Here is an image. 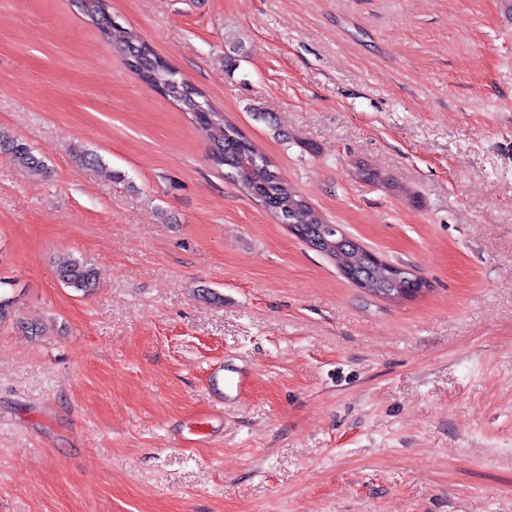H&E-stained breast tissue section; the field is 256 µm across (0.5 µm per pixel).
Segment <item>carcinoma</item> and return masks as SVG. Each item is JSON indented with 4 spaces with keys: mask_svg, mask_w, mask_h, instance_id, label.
Instances as JSON below:
<instances>
[{
    "mask_svg": "<svg viewBox=\"0 0 512 512\" xmlns=\"http://www.w3.org/2000/svg\"><path fill=\"white\" fill-rule=\"evenodd\" d=\"M87 19L106 37L114 27L112 15L105 11L102 0H82ZM127 67L144 82L180 108L192 114L196 123L210 133L208 159L216 167L227 169L228 178L241 190L260 202L283 224H300L303 238L318 251L335 260L339 268H347L367 276L373 288H414L416 283L390 278L389 266L375 265L369 252L351 238H341L330 232L323 216L274 169L271 162L229 122L224 113L213 109L201 94L178 77L155 51L141 38L128 33L118 45ZM0 155L26 171L32 177H43L47 166L31 146L5 130H0ZM59 280L76 292L90 294L97 288L95 269L81 257L66 254L57 263ZM10 282L0 279V325L15 320L13 291Z\"/></svg>",
    "mask_w": 512,
    "mask_h": 512,
    "instance_id": "1",
    "label": "carcinoma"
}]
</instances>
